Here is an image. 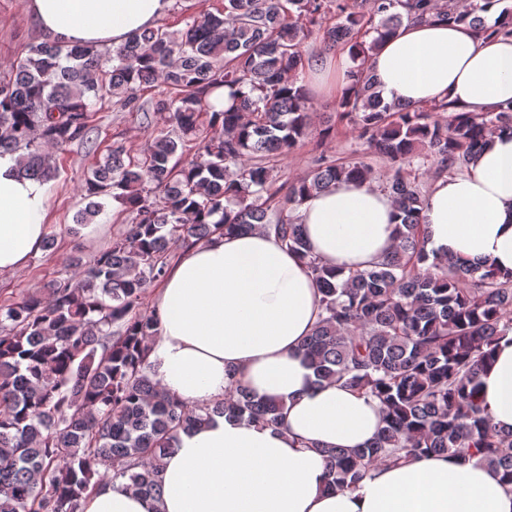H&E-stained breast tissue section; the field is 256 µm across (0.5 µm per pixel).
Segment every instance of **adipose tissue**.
Segmentation results:
<instances>
[{"label": "adipose tissue", "mask_w": 512, "mask_h": 512, "mask_svg": "<svg viewBox=\"0 0 512 512\" xmlns=\"http://www.w3.org/2000/svg\"><path fill=\"white\" fill-rule=\"evenodd\" d=\"M57 41L120 46L155 26L171 0H27ZM368 66L390 103L446 102L485 112L512 101V37L481 36L466 23L408 21L384 38ZM53 191L0 153V274L18 273L48 232ZM308 245L327 266L365 269L397 242L391 195L374 179L343 180L306 195L297 210ZM426 248L512 273V135L492 134L463 173L437 176L424 211ZM319 293L297 253L273 231L212 235L180 250L156 288L159 323L149 361L181 401L223 397L229 379L284 406L280 428L218 417L182 433L163 460L152 499L104 481L83 512H512L501 473L446 456L371 471L356 490L326 488L325 448H361L382 426L376 400L316 383L299 347L318 321ZM481 406L512 433V334L480 376Z\"/></svg>", "instance_id": "adipose-tissue-1"}]
</instances>
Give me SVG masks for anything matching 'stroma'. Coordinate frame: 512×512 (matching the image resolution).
I'll use <instances>...</instances> for the list:
<instances>
[{"mask_svg":"<svg viewBox=\"0 0 512 512\" xmlns=\"http://www.w3.org/2000/svg\"><path fill=\"white\" fill-rule=\"evenodd\" d=\"M43 38V32L27 10L26 0H0V79L9 78L11 65L25 55L29 46L40 43ZM308 96L316 130L301 140L288 156L272 158L278 183L288 184L307 176L315 158L322 154L339 162L366 159L374 179L385 182L391 174L390 164L380 157L364 155L354 123L337 121L329 136L319 135V127L337 112V96L313 90ZM95 119L99 127L97 153L73 145L59 156V177L54 182L48 219V232L57 238L56 250L41 251L22 272L1 274L0 305L24 293L41 291L44 284L57 277L63 255L75 251L84 261H93L111 246L121 226L130 223V214L119 201L110 198L104 213L95 218L93 228L75 226L73 218L85 206L84 179L98 155L115 147L137 152L151 135L170 130L171 124L157 113L152 114L150 120H143L141 113L125 109L113 98L99 103Z\"/></svg>","mask_w":512,"mask_h":512,"instance_id":"35a3bbf8","label":"stroma"}]
</instances>
